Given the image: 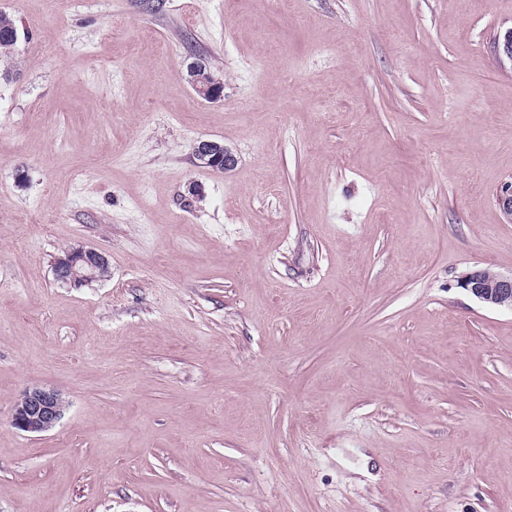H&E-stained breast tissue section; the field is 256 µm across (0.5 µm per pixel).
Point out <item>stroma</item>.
<instances>
[{
    "mask_svg": "<svg viewBox=\"0 0 512 512\" xmlns=\"http://www.w3.org/2000/svg\"><path fill=\"white\" fill-rule=\"evenodd\" d=\"M0 12V512H512V0ZM189 73V83L199 97L206 101H216L223 97V82L206 71L204 64L193 61L189 65ZM194 155L200 163L215 174H224L234 166L235 159L224 145L207 139H200L194 146ZM64 252L53 266L55 278L61 283L88 284L103 279L102 271L110 269L108 258L94 248L79 246ZM460 284L485 305L512 311V273L504 276L479 268L465 274ZM66 406V401L57 390L41 385L30 386L17 399L11 424L21 432L44 433L56 427Z\"/></svg>",
    "mask_w": 512,
    "mask_h": 512,
    "instance_id": "obj_1",
    "label": "stroma"
}]
</instances>
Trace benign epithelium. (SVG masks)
Here are the masks:
<instances>
[{
    "label": "benign epithelium",
    "mask_w": 512,
    "mask_h": 512,
    "mask_svg": "<svg viewBox=\"0 0 512 512\" xmlns=\"http://www.w3.org/2000/svg\"><path fill=\"white\" fill-rule=\"evenodd\" d=\"M189 83L196 94L206 101L223 97L224 84L206 70L204 64L194 61L189 65ZM194 155L200 163L215 174H222L235 164L233 155L224 145L200 139L194 146ZM503 212L512 218V181L505 183L496 195ZM110 269L108 258L94 248L83 246L65 251L55 259L53 272L57 281L81 285L102 279L101 273ZM461 287L480 302L492 308L512 311V275L479 268L465 274ZM66 410V401L50 387L34 385L25 388L17 399L11 424L21 432L39 434L56 427Z\"/></svg>",
    "instance_id": "1"
}]
</instances>
